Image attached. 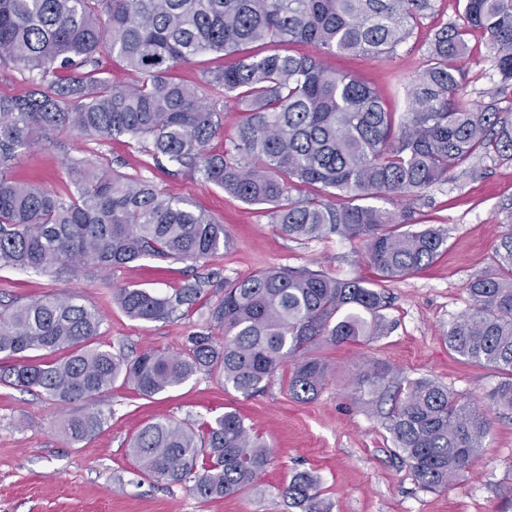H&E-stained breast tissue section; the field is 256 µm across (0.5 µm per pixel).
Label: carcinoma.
I'll use <instances>...</instances> for the list:
<instances>
[{"label":"carcinoma","instance_id":"obj_1","mask_svg":"<svg viewBox=\"0 0 512 512\" xmlns=\"http://www.w3.org/2000/svg\"><path fill=\"white\" fill-rule=\"evenodd\" d=\"M434 9L435 0H0V62L32 83L22 96H0V269L107 273L146 258L197 263L229 244L224 225L142 177L67 162L65 190L49 192L8 176L21 149L72 134L128 136L156 164L175 163L260 207L292 238L357 240L384 278L424 268L447 247V236L435 227L413 229L420 193L477 159L512 161V0H463V23L433 33L400 122L359 79L318 57L262 46L307 42L324 54L383 60ZM473 29L487 37L500 74L485 104L462 92ZM209 52L234 61L199 83L171 75L178 63ZM104 53L125 61L135 83L107 76L99 65ZM228 109L246 119L212 153ZM299 184L350 201L294 198ZM390 196L404 204H370ZM209 285L199 279L163 294L113 289L112 301L134 320L200 313V331L183 351L146 350L132 360L95 345L103 317L71 294L5 305L0 355L14 363L0 381L72 404L120 378L152 398L203 370L249 398L289 365V393L308 401L329 373L313 346L389 330L383 295L358 280L270 269L216 286L221 295L213 302L203 298ZM468 291L471 309L448 328V346L498 370L502 379L487 398L512 410V234L501 240L493 270ZM30 351L64 355L44 361ZM356 393L385 420L399 459L426 490L448 489L484 451L490 420L432 379L396 380L375 364L358 378ZM105 422L101 410L88 408L63 433L83 441ZM128 448L144 476L183 485L202 500L260 487L272 455L236 411L196 427L157 418ZM281 495L300 512H330L312 472L296 473Z\"/></svg>","mask_w":512,"mask_h":512}]
</instances>
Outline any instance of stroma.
<instances>
[{
    "label": "stroma",
    "instance_id": "35a3bbf8",
    "mask_svg": "<svg viewBox=\"0 0 512 512\" xmlns=\"http://www.w3.org/2000/svg\"><path fill=\"white\" fill-rule=\"evenodd\" d=\"M462 13V0H437L434 18L393 58L379 62L328 55L324 61L376 88L389 111L403 113L405 87L419 70L434 28L461 23ZM469 41L464 90L481 102L499 73L484 36L475 32ZM69 159L147 178L165 194L187 200L223 224L230 244L197 264L143 259L109 276L82 273L57 279L0 269V302H24L50 291L72 293L103 317L97 345L131 358L149 349L176 353L198 330V315L168 322L132 320L113 303V286L166 293L211 273L233 281L286 266L373 284L387 299L384 314L391 330L368 341L314 346L313 354L329 365V377L319 395L307 402L289 394L285 368L251 398L203 371L151 399L116 381L93 401L106 414V424L77 444L65 439L61 424L82 413L84 403L64 405L34 390L0 384V512H294L279 489L301 471L320 477L331 512H512V411L491 407L487 400L500 374L464 361L445 340L450 324L470 307L469 283L491 270L497 245L512 233V162L487 157L427 189L415 206V222L442 229L447 248L427 268L386 280L368 263L359 241L290 238L256 207L177 166H155L128 137L72 135L60 143L45 141L22 151L12 175L57 192L65 185L64 163ZM374 362L389 366L402 380L434 379L485 409L491 431L484 452L447 491L418 486L398 459L381 419L355 400L353 385ZM229 410L239 412L252 434L273 451L261 493L204 501L186 488L144 478L128 454L129 439L154 418L196 424Z\"/></svg>",
    "mask_w": 512,
    "mask_h": 512
}]
</instances>
